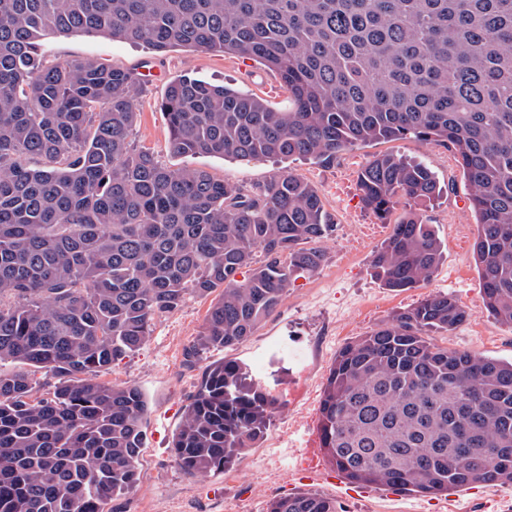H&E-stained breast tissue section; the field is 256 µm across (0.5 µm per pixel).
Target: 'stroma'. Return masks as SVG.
<instances>
[{"mask_svg":"<svg viewBox=\"0 0 512 512\" xmlns=\"http://www.w3.org/2000/svg\"><path fill=\"white\" fill-rule=\"evenodd\" d=\"M47 48L58 57L97 59L140 73L146 84L132 140L153 150L164 165L202 168L230 185L246 187L266 181L284 167L317 188L336 221L333 235L321 243L327 254L325 264L314 274L298 278L276 312L243 344L186 364L184 352L201 331L213 302L209 296H191L179 309L155 319L151 337L139 352L100 373V381L106 383L140 386L148 400L140 481L133 491L111 501L105 512H266L271 500L300 492L334 498L342 512H512L510 483L493 488L467 486L435 496L350 485L329 463L319 442L320 402L337 352L427 295H452L469 312L468 320L455 330L432 333L435 344L512 359V328L496 322L481 306V280L472 259L476 219L469 206L467 181L450 149L408 138L359 145L324 164L176 156L168 149L160 111L170 80L184 74L196 76L258 95L273 109L285 112L291 103L280 77L258 61L220 52L178 47L159 54L143 45L81 34L50 37ZM386 151L423 162L442 186L426 217L448 254L425 286L403 292L385 288L370 274L372 255L389 237L392 225L378 222L363 206L358 187L363 167ZM373 223L380 226L378 234L355 256H347L346 238L357 233L360 225ZM223 356L249 366L263 386L281 397L284 407L272 418L259 446L249 449L235 465L190 476L173 458L172 434L206 364Z\"/></svg>","mask_w":512,"mask_h":512,"instance_id":"1","label":"stroma"}]
</instances>
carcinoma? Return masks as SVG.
<instances>
[{
  "label": "carcinoma",
  "mask_w": 512,
  "mask_h": 512,
  "mask_svg": "<svg viewBox=\"0 0 512 512\" xmlns=\"http://www.w3.org/2000/svg\"><path fill=\"white\" fill-rule=\"evenodd\" d=\"M74 33L220 51L278 74L287 112L171 81L160 110L177 156L329 162L407 138L451 149L477 217L482 307L512 327V0H0V512H104L137 486L146 397L99 373L140 351L190 293L220 297L187 362L244 343L322 267L317 243L336 229L290 170L230 186L134 146L140 77L43 49ZM358 185L380 219L402 207L372 276L422 287L445 256L425 220L435 174L386 151ZM467 319L453 296L432 294L338 351L319 432L349 483L420 495L512 483V360L428 336ZM41 370L56 383L38 399ZM283 407L244 364L210 363L173 434L176 462L191 476L232 466ZM267 512L338 506L303 492Z\"/></svg>",
  "instance_id": "cac0c4a2"
}]
</instances>
